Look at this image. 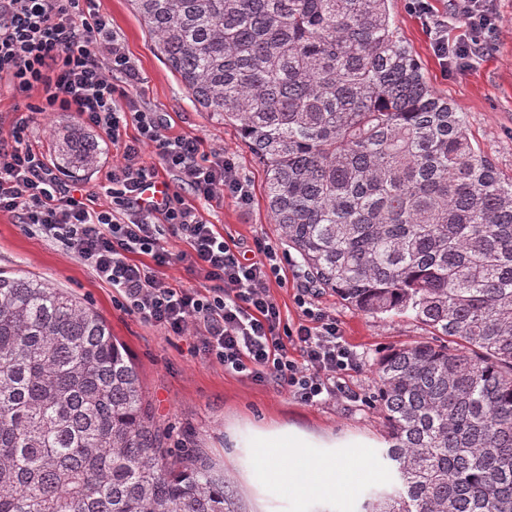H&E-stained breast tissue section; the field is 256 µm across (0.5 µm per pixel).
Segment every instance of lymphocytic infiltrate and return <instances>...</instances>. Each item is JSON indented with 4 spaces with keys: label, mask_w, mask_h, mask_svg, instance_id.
I'll list each match as a JSON object with an SVG mask.
<instances>
[{
    "label": "lymphocytic infiltrate",
    "mask_w": 512,
    "mask_h": 512,
    "mask_svg": "<svg viewBox=\"0 0 512 512\" xmlns=\"http://www.w3.org/2000/svg\"><path fill=\"white\" fill-rule=\"evenodd\" d=\"M457 11L463 43L449 42L438 20L434 46L442 62L462 66L492 47L497 25L490 0H458ZM141 81L95 0H0V97L15 98L17 113L8 137L0 136V214L62 242L129 312L170 335L194 337L197 352L226 371L286 388L311 406L345 393L343 379L358 363L335 316L302 298L300 321L284 323L268 291L282 277L273 246L261 237L245 249L228 243L198 210L228 198L250 204L251 186L233 155L197 136L167 135L164 115L139 101ZM45 112L71 113L115 148L109 206L62 180L30 144L33 117ZM148 152L157 165L146 163ZM162 169L178 188L155 198ZM171 237L187 244L180 258L200 287L164 277Z\"/></svg>",
    "instance_id": "f902f5d3"
}]
</instances>
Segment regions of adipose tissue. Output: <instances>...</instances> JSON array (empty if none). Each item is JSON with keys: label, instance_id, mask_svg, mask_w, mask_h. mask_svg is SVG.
<instances>
[{"label": "adipose tissue", "instance_id": "1", "mask_svg": "<svg viewBox=\"0 0 512 512\" xmlns=\"http://www.w3.org/2000/svg\"><path fill=\"white\" fill-rule=\"evenodd\" d=\"M230 437L245 449L246 469L259 490L284 500L324 501L372 475L364 458L338 456V449L356 447L349 437L317 436L295 425L234 430Z\"/></svg>", "mask_w": 512, "mask_h": 512}]
</instances>
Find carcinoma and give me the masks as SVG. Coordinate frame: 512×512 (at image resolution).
<instances>
[{"label": "carcinoma", "mask_w": 512, "mask_h": 512, "mask_svg": "<svg viewBox=\"0 0 512 512\" xmlns=\"http://www.w3.org/2000/svg\"><path fill=\"white\" fill-rule=\"evenodd\" d=\"M207 112L266 169L272 222L316 288L434 336L376 363L390 484L360 512H512V177L395 34L391 0H131ZM91 173L97 138L59 127ZM107 322L0 271V512H236L177 456Z\"/></svg>", "instance_id": "carcinoma-1"}]
</instances>
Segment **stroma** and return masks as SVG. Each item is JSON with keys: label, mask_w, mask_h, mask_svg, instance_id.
I'll return each instance as SVG.
<instances>
[{"label": "stroma", "mask_w": 512, "mask_h": 512, "mask_svg": "<svg viewBox=\"0 0 512 512\" xmlns=\"http://www.w3.org/2000/svg\"><path fill=\"white\" fill-rule=\"evenodd\" d=\"M99 10L123 38L142 76L141 101L162 112L176 134L199 136L208 145L221 146L236 159L251 184L252 200L242 207L232 200L223 205H200L205 220L225 238L251 244L268 240L286 269L285 282L271 281V295L289 323L302 317L296 295L307 285L300 257L288 250L272 223L265 196V171L251 153L236 126L201 110L183 83L157 54L154 43L129 0H98ZM498 34L493 46L474 67L445 68L434 53L429 25L411 13L405 0H391L398 37L420 62L430 85L462 112L482 153L506 176H512V0H493ZM18 269L44 278L89 303L108 323L112 334L130 352L157 422L171 434L172 446L200 448L232 481L239 512H284L274 498L258 500L240 467L242 449L232 447L229 431L236 426L296 424L315 433L385 440L384 421L373 402L375 364L388 349L428 337V330L406 317L372 318L318 290L317 307L335 315L344 339L356 352L359 369L346 376L349 396L322 405L298 402L273 384H258L204 355L192 353L193 339L171 336L126 310L113 290L57 241L25 230L13 217L0 215V270Z\"/></svg>", "instance_id": "1"}]
</instances>
